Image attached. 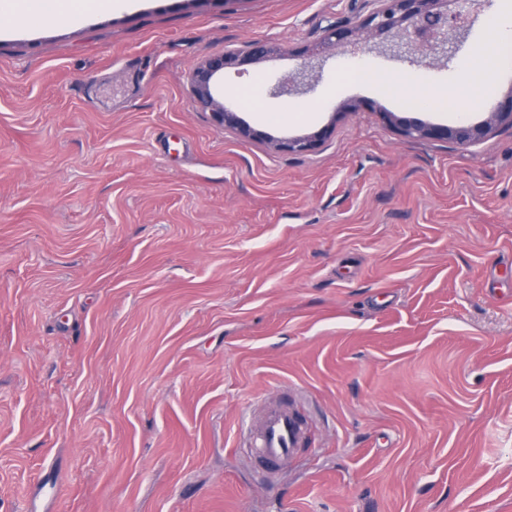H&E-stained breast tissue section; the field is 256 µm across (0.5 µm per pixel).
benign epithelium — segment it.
Listing matches in <instances>:
<instances>
[{"instance_id": "1", "label": "benign epithelium", "mask_w": 512, "mask_h": 512, "mask_svg": "<svg viewBox=\"0 0 512 512\" xmlns=\"http://www.w3.org/2000/svg\"><path fill=\"white\" fill-rule=\"evenodd\" d=\"M448 0H375L371 13L355 26H330L324 30L321 42L308 51L312 56L327 48H341L353 52L373 44L394 56L412 55L428 64L449 62L460 50L472 19L470 13H450L444 5ZM277 52L270 42L252 41L245 48L226 51L206 59L190 74V93L198 107L212 115L213 120L233 128L247 139L266 141L280 151L303 153L311 150L320 136H302L277 140L245 124L238 115L237 106L215 96L213 81L224 69L243 68ZM316 80L313 70L304 66L287 74L272 87L277 96L290 95L309 87ZM381 116L403 136L414 139L446 140L459 145L480 141L495 127L512 125V91L490 111L487 119L475 125L460 122L454 126L438 125L416 117L383 112Z\"/></svg>"}]
</instances>
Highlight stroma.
<instances>
[{"instance_id":"stroma-1","label":"stroma","mask_w":512,"mask_h":512,"mask_svg":"<svg viewBox=\"0 0 512 512\" xmlns=\"http://www.w3.org/2000/svg\"><path fill=\"white\" fill-rule=\"evenodd\" d=\"M495 0L456 57L364 61L460 96ZM372 0H139L0 30V512H512V126L458 145L339 79L199 110L189 75L262 40L217 95L305 61ZM367 108L334 117V105ZM307 119L270 121L289 106ZM295 397L296 457L260 471L245 415ZM275 52H277V47L270 42L252 41L243 49L225 51L222 55L208 58L191 72L190 93L198 107L204 112H210L216 123L236 129L242 137L266 141L280 151L307 152L320 140V135L284 140L273 139L245 124L238 115L237 106L233 102L224 100L223 97L218 98L213 91L215 76L218 73H223L225 68H243Z\"/></svg>"}]
</instances>
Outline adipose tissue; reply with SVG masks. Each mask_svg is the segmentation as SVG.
I'll return each mask as SVG.
<instances>
[{"label": "adipose tissue", "instance_id": "obj_1", "mask_svg": "<svg viewBox=\"0 0 512 512\" xmlns=\"http://www.w3.org/2000/svg\"><path fill=\"white\" fill-rule=\"evenodd\" d=\"M136 5L137 0H0V27L18 18L33 26L59 15L81 20L100 13L129 10ZM511 65L512 14L506 12L490 22L478 58L463 67V81L479 83L480 93L486 97L491 93L489 75Z\"/></svg>", "mask_w": 512, "mask_h": 512}]
</instances>
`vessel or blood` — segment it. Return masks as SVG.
Returning a JSON list of instances; mask_svg holds the SVG:
<instances>
[{"label":"vessel or blood","mask_w":512,"mask_h":512,"mask_svg":"<svg viewBox=\"0 0 512 512\" xmlns=\"http://www.w3.org/2000/svg\"><path fill=\"white\" fill-rule=\"evenodd\" d=\"M249 446L264 467L288 462L304 444L305 428L292 404L283 402L247 418Z\"/></svg>","instance_id":"b4317fda"}]
</instances>
